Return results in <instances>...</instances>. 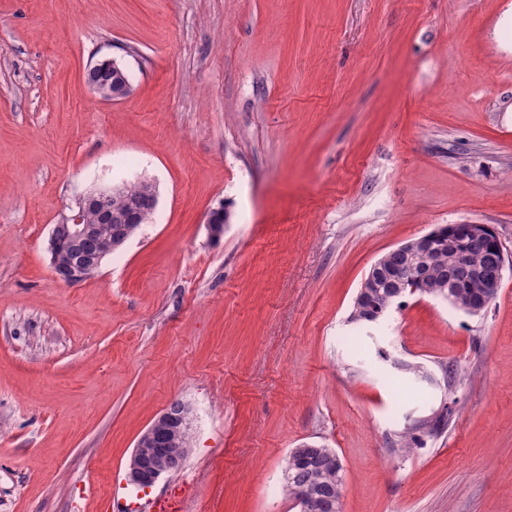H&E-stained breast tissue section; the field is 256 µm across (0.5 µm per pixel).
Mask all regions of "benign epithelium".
I'll return each instance as SVG.
<instances>
[{"label":"benign epithelium","mask_w":512,"mask_h":512,"mask_svg":"<svg viewBox=\"0 0 512 512\" xmlns=\"http://www.w3.org/2000/svg\"><path fill=\"white\" fill-rule=\"evenodd\" d=\"M110 187L92 190L80 196L74 206L70 207L69 214L62 221L53 226L49 238V252L56 256L62 245L69 243L76 247L72 258L62 267L52 268V272L61 282L74 285L86 281V271L89 268H98L104 260L112 255V251L123 246L129 239L128 224H139L143 215L153 213L157 207L156 190L152 189L143 194L132 197L126 202V211L121 224H112V211ZM462 232L459 241L448 243V250L453 253L456 260H464L468 251L482 246L484 237L483 225L461 224ZM438 231H430L418 238L409 240L378 259L370 267L361 285L355 301L364 304V315L360 319L362 324L378 322L392 303L410 291L430 296L438 295L436 286L430 284L427 273L420 271L408 276L403 283L390 289L383 303L373 305L368 300L369 288L378 276L393 269L399 270L398 258L431 248L432 241ZM505 268V255L502 246H497L494 255L487 258L482 264L469 269V275L484 285V292L480 295L463 297L459 292H448V301L453 306L478 314L491 302L493 293L497 290L503 278ZM185 423L184 414L176 413L168 408L157 416L146 430L139 436L132 452V461L128 468V482L144 489L153 486L165 474V470L154 466V457L160 447L174 436ZM300 512H323L326 507L324 498L309 497L299 493Z\"/></svg>","instance_id":"benign-epithelium-1"}]
</instances>
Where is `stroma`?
<instances>
[{
	"label": "stroma",
	"mask_w": 512,
	"mask_h": 512,
	"mask_svg": "<svg viewBox=\"0 0 512 512\" xmlns=\"http://www.w3.org/2000/svg\"><path fill=\"white\" fill-rule=\"evenodd\" d=\"M101 58L123 99L87 86ZM143 179L150 222L56 280L53 225ZM464 222L512 257V0H0V512H299L304 443L342 512H512V264L479 314L348 319L378 258ZM175 402L185 463L127 486ZM304 448H293L288 456L287 467L284 471L285 487L288 496L298 500L301 512H321L327 506L324 512H341L342 498V471L338 454L330 449L332 457L336 464L329 463L317 451L321 448H308V445H301ZM291 458L294 462H291ZM306 490L314 495H323L326 497V504L323 497H308L305 493L299 492ZM299 492V495H298Z\"/></svg>",
	"instance_id": "35a3bbf8"
}]
</instances>
